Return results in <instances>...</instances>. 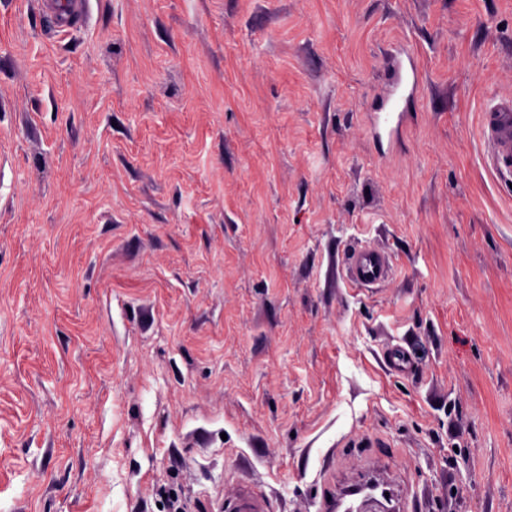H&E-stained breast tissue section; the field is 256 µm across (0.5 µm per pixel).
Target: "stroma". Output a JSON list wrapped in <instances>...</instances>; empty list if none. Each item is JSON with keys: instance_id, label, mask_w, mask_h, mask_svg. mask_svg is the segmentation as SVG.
<instances>
[{"instance_id": "1", "label": "stroma", "mask_w": 512, "mask_h": 512, "mask_svg": "<svg viewBox=\"0 0 512 512\" xmlns=\"http://www.w3.org/2000/svg\"><path fill=\"white\" fill-rule=\"evenodd\" d=\"M490 91L512 0H90L67 33L0 0V512H323L373 471L406 512H512ZM421 80V70L417 62L413 57H408L407 64L400 67V73L391 81L387 101L372 117L375 130L393 133L402 129L406 123L408 107L419 91ZM350 281L357 286H370L383 281L389 274L386 256L372 249H355L348 257ZM266 509L262 497L249 486H244L235 498L224 500L225 512H266Z\"/></svg>"}]
</instances>
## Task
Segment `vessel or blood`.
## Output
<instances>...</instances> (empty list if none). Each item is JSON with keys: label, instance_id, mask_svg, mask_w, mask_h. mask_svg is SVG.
<instances>
[{"label": "vessel or blood", "instance_id": "1", "mask_svg": "<svg viewBox=\"0 0 512 512\" xmlns=\"http://www.w3.org/2000/svg\"><path fill=\"white\" fill-rule=\"evenodd\" d=\"M44 11L56 23L60 32H68L70 17L85 14L88 0H72L68 9H60L57 0H41ZM422 76L415 60H408L400 68L390 84L386 102L374 113V129L395 132L402 129L408 107L419 90ZM480 138L483 143L482 164L484 168L504 181L512 180V95L493 93L486 97L480 114ZM351 282L358 286H370L383 281L389 274L390 265L386 256L378 251L361 248L354 250L348 258ZM386 485L375 483L358 491L328 499L326 512H359L361 501L384 496ZM267 506L251 487H243L239 494L224 503V512H266Z\"/></svg>", "mask_w": 512, "mask_h": 512}]
</instances>
